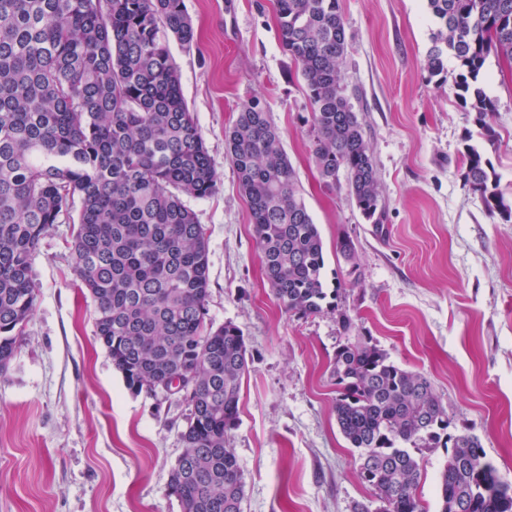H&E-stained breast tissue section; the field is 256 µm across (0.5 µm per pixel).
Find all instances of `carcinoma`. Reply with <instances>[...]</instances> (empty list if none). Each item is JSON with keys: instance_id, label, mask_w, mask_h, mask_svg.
Returning <instances> with one entry per match:
<instances>
[{"instance_id": "carcinoma-1", "label": "carcinoma", "mask_w": 512, "mask_h": 512, "mask_svg": "<svg viewBox=\"0 0 512 512\" xmlns=\"http://www.w3.org/2000/svg\"><path fill=\"white\" fill-rule=\"evenodd\" d=\"M282 46L312 108L320 181L341 185L370 224L383 223L381 184L364 129L342 85L348 49L339 0H273ZM436 23L430 76L457 63V96L489 142L496 101L480 75L489 56L512 59V0H427ZM193 44L185 0H0V375L36 303L32 259L55 225L77 219L73 275L95 304L99 342L129 390L166 379L196 385L168 491L183 512H243L245 478L226 446L247 371L242 331L206 321L208 240L183 197L205 198L216 173L184 99L169 43ZM264 274L288 312L338 308L324 244L281 134L258 99L225 131ZM463 178L491 216L512 220L498 176L473 145ZM332 376L339 428L360 451L358 473L381 512H424L421 472L406 449L438 444L448 413L424 375L370 340L345 338ZM439 512H512V484L480 440L448 437Z\"/></svg>"}]
</instances>
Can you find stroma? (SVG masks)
Here are the masks:
<instances>
[{
  "label": "stroma",
  "mask_w": 512,
  "mask_h": 512,
  "mask_svg": "<svg viewBox=\"0 0 512 512\" xmlns=\"http://www.w3.org/2000/svg\"><path fill=\"white\" fill-rule=\"evenodd\" d=\"M191 48L171 42L184 97L217 176L188 198L209 246L207 320L243 332L248 369L229 437L246 480L243 512H354L380 503L357 475L359 452L340 431L331 375L342 337H370L425 375L448 432L477 436L512 482V221L490 217L463 179L466 145L482 147L512 201V61L482 75L497 110L495 142L456 96L453 75L430 77L435 22L426 0H340L348 38L343 86L382 184L376 233L346 190L321 187L311 105L284 52L271 0H185ZM266 103L324 242L338 310L282 309L265 278L224 133L239 107ZM77 226L54 225L32 264L35 308L0 376V512H182L168 492L188 409L175 395L126 386L95 335L94 304L73 284ZM347 236L355 257L336 253ZM418 495L439 512L448 454L417 441Z\"/></svg>",
  "instance_id": "35a3bbf8"
}]
</instances>
